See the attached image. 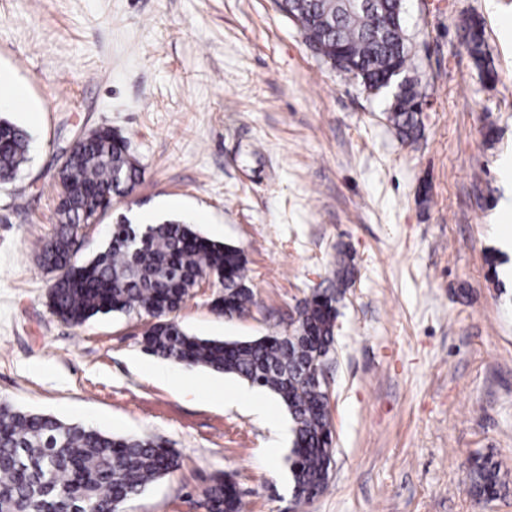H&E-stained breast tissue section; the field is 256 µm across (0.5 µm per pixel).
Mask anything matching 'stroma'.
<instances>
[{
  "label": "stroma",
  "mask_w": 512,
  "mask_h": 512,
  "mask_svg": "<svg viewBox=\"0 0 512 512\" xmlns=\"http://www.w3.org/2000/svg\"><path fill=\"white\" fill-rule=\"evenodd\" d=\"M470 18L495 83L463 44ZM404 26L426 101L413 142L386 119L391 92L315 56L273 0H0V116L31 135L0 186V402L166 441L180 468L126 512H206L221 473L243 512H512V494L487 503L468 482L479 452L512 475V0H406ZM98 127L143 177L84 226L80 259L121 216L184 220L246 258L250 314L198 288L177 313L189 334L287 333L337 256L354 265L327 360L333 477L312 506L293 504L272 393L236 405L221 392L241 379L177 364L156 380L143 319L52 314L37 245L57 227L61 154Z\"/></svg>",
  "instance_id": "stroma-1"
}]
</instances>
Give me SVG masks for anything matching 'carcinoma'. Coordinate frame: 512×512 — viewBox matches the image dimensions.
Segmentation results:
<instances>
[{
  "instance_id": "1",
  "label": "carcinoma",
  "mask_w": 512,
  "mask_h": 512,
  "mask_svg": "<svg viewBox=\"0 0 512 512\" xmlns=\"http://www.w3.org/2000/svg\"><path fill=\"white\" fill-rule=\"evenodd\" d=\"M300 5L306 45L333 66L336 47H342L343 72L365 89L384 90L382 82L393 69L406 75L404 92L391 103L387 119L401 138L416 140L422 122L418 80L410 76L412 45L403 21H394L403 0H300ZM464 37L482 72L495 78L482 24L467 20ZM29 145L25 128L0 117V185L16 179ZM141 179L127 140L110 129L88 131L61 155V219L40 246L41 264L52 274L50 309L74 325L100 314L144 317L147 353L231 374L276 395L293 422L286 457L292 496L298 505L313 503L329 486L335 455L330 396L318 370L334 344L337 303L354 279V266L336 259L333 288L305 299L287 334L235 341L190 335L172 313L205 277L222 286L211 302L216 312L241 317L255 305L239 248L205 238L184 221L162 219L112 225L106 247L91 259L81 260L73 250L77 230L130 194ZM179 467V454L153 437L112 435L0 403V512H112ZM469 491L493 500L512 488L500 463L478 453L470 462ZM205 507L242 512L239 495L222 476L205 491Z\"/></svg>"
}]
</instances>
